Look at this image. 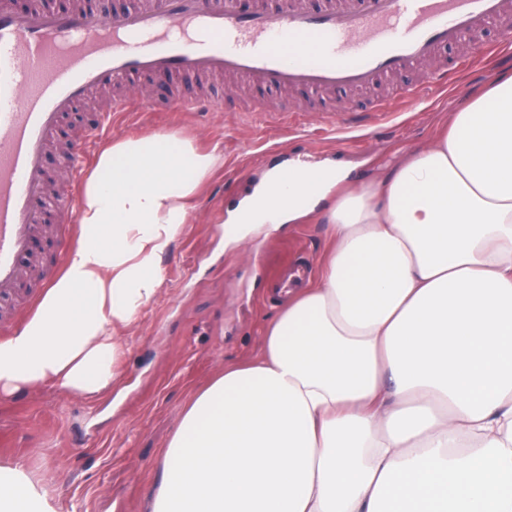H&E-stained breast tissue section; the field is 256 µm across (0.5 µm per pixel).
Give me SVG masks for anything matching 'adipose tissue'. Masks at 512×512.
Masks as SVG:
<instances>
[{"label":"adipose tissue","mask_w":512,"mask_h":512,"mask_svg":"<svg viewBox=\"0 0 512 512\" xmlns=\"http://www.w3.org/2000/svg\"><path fill=\"white\" fill-rule=\"evenodd\" d=\"M174 133L121 136L82 189L63 271L0 341V393L111 391L128 327L219 165ZM324 208L332 248L261 357L183 413L152 512H512V74L375 186L294 160L231 210L235 243ZM0 478V512H36Z\"/></svg>","instance_id":"obj_1"}]
</instances>
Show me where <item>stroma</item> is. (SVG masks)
Returning a JSON list of instances; mask_svg holds the SVG:
<instances>
[{"label": "stroma", "mask_w": 512, "mask_h": 512, "mask_svg": "<svg viewBox=\"0 0 512 512\" xmlns=\"http://www.w3.org/2000/svg\"><path fill=\"white\" fill-rule=\"evenodd\" d=\"M430 70L424 64L361 92H337L328 112L309 91L285 92L292 111L246 112L241 100H262L268 91L210 77L189 88L220 99L219 111L113 115V135L178 132L200 147H218L223 163L162 261L161 292L118 333L125 353L111 391L83 398L46 384L0 397V468L36 477L40 512H151L163 453L184 409L225 365L259 357L266 329L284 305L271 292L274 271L296 256L318 263L329 246L318 212L225 248L229 209L264 171L293 159L331 160L350 168L357 183H377L429 145L462 100L511 75L512 49L460 76L453 88L431 89L420 104L396 97ZM111 97V88L100 89L66 118L46 157L56 185L72 181L61 157ZM378 98L389 101L388 111H370Z\"/></svg>", "instance_id": "obj_1"}]
</instances>
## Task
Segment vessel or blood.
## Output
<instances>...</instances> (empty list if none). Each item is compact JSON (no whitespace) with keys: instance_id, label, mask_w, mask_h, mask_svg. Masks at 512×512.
I'll return each instance as SVG.
<instances>
[{"instance_id":"vessel-or-blood-1","label":"vessel or blood","mask_w":512,"mask_h":512,"mask_svg":"<svg viewBox=\"0 0 512 512\" xmlns=\"http://www.w3.org/2000/svg\"><path fill=\"white\" fill-rule=\"evenodd\" d=\"M492 23L512 40V0H326L316 13L301 0H259L246 15L233 0H137L109 16L81 6L19 13L0 0V288L29 279L24 257L54 217L75 209L84 159L111 113L130 106L114 97L82 132L72 145L74 179L49 200L44 156L62 116L93 91L225 74L328 95L432 61L441 46ZM165 104L173 112L220 106L177 89Z\"/></svg>"}]
</instances>
